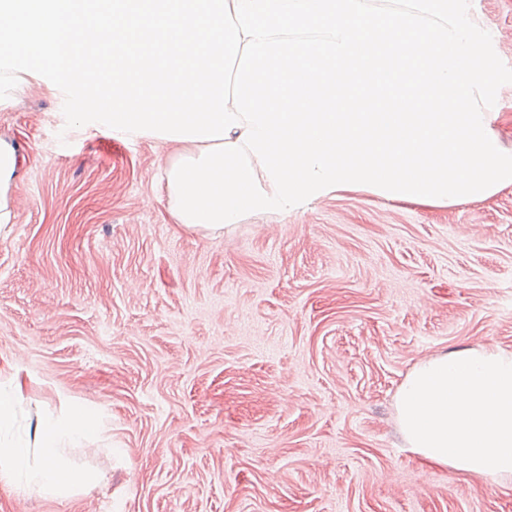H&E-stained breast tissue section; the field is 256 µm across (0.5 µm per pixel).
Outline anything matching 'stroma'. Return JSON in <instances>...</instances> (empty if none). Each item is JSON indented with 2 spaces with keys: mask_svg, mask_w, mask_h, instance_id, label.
I'll list each match as a JSON object with an SVG mask.
<instances>
[{
  "mask_svg": "<svg viewBox=\"0 0 512 512\" xmlns=\"http://www.w3.org/2000/svg\"><path fill=\"white\" fill-rule=\"evenodd\" d=\"M469 16L512 68V0ZM63 104L32 72L0 101V376L26 440L96 410L69 457L104 479L0 485V512H512V485L408 453L395 409L421 358L512 350V184L443 207L342 191L189 232L174 150L67 128ZM15 167V157L12 150L2 143L0 144V223L8 224L10 210L8 209L6 193L9 181L12 178Z\"/></svg>",
  "mask_w": 512,
  "mask_h": 512,
  "instance_id": "1",
  "label": "stroma"
}]
</instances>
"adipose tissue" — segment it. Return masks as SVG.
Segmentation results:
<instances>
[{
    "label": "adipose tissue",
    "mask_w": 512,
    "mask_h": 512,
    "mask_svg": "<svg viewBox=\"0 0 512 512\" xmlns=\"http://www.w3.org/2000/svg\"><path fill=\"white\" fill-rule=\"evenodd\" d=\"M20 401L15 379H1L0 482L55 497L94 482L65 453L89 440L96 414L75 408L43 421L32 448L15 430ZM395 407L406 446L421 461L512 483V351L484 345L424 358L400 385Z\"/></svg>",
    "instance_id": "ef3b65f1"
}]
</instances>
